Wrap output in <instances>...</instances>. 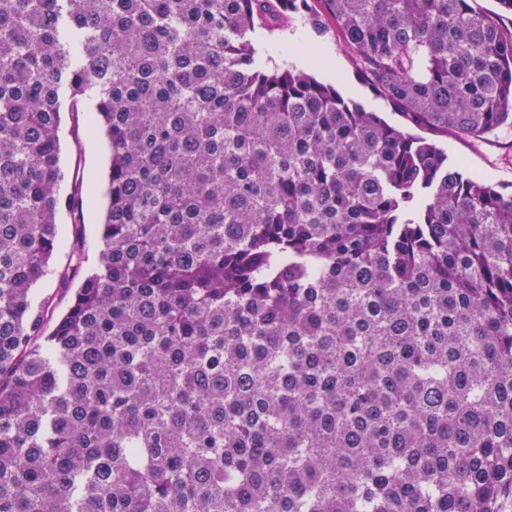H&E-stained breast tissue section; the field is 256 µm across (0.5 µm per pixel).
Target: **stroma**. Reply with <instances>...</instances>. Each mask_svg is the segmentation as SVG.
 I'll use <instances>...</instances> for the list:
<instances>
[{
    "label": "stroma",
    "instance_id": "obj_1",
    "mask_svg": "<svg viewBox=\"0 0 512 512\" xmlns=\"http://www.w3.org/2000/svg\"><path fill=\"white\" fill-rule=\"evenodd\" d=\"M256 49L269 68L304 70L321 81H336L342 95L368 111L379 113L390 125L414 129L416 135L437 143L451 160L462 162L466 172L494 185L512 184V129L504 127L474 139L449 136L425 127L412 128L407 117L384 97L376 95L364 76L351 65L350 51L335 27H328L323 37L311 36L297 16L288 29L265 35ZM60 137L62 165L67 172L62 192L70 193L77 179L94 180L97 190L94 195L83 196L79 215L61 214L58 221L61 244L53 268L33 289L37 298L52 299L53 313L57 316L68 308L85 274L97 262L110 155L108 142L89 112H64ZM76 243L80 244L84 256L78 267L70 261L71 248Z\"/></svg>",
    "mask_w": 512,
    "mask_h": 512
}]
</instances>
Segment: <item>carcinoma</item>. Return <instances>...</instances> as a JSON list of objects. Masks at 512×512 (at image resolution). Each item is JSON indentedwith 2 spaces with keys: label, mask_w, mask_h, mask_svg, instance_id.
Masks as SVG:
<instances>
[{
  "label": "carcinoma",
  "mask_w": 512,
  "mask_h": 512,
  "mask_svg": "<svg viewBox=\"0 0 512 512\" xmlns=\"http://www.w3.org/2000/svg\"><path fill=\"white\" fill-rule=\"evenodd\" d=\"M419 127L512 128L472 0H324ZM307 0H0V512H501L512 192L265 68ZM109 142L98 261L52 331L59 126Z\"/></svg>",
  "instance_id": "carcinoma-1"
}]
</instances>
